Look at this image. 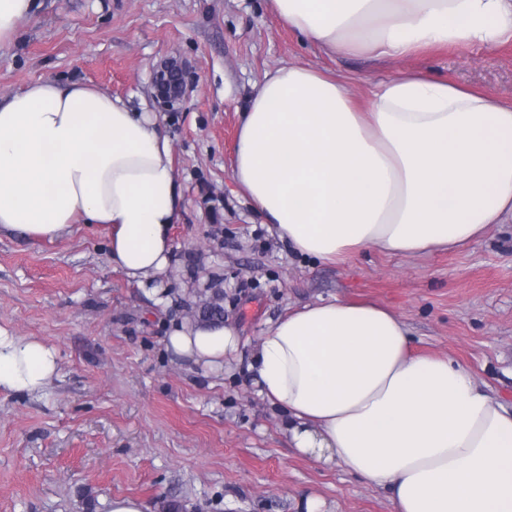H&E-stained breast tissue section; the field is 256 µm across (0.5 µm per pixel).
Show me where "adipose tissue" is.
Listing matches in <instances>:
<instances>
[{"label": "adipose tissue", "instance_id": "adipose-tissue-1", "mask_svg": "<svg viewBox=\"0 0 512 512\" xmlns=\"http://www.w3.org/2000/svg\"><path fill=\"white\" fill-rule=\"evenodd\" d=\"M329 56L394 63L365 96L350 77L289 62L240 111L239 192L292 252L342 263L370 247L420 256L512 223V100L407 59L512 41V0H265ZM182 193L156 113L95 86L30 83L0 100V229L40 242L109 230L113 269L145 285L170 266ZM234 325L173 322L166 348L220 374ZM403 317L332 300L271 322L247 365L288 417L294 448L387 491L394 512H512V406L450 356L417 355ZM59 352L0 327V390L41 391Z\"/></svg>", "mask_w": 512, "mask_h": 512}]
</instances>
